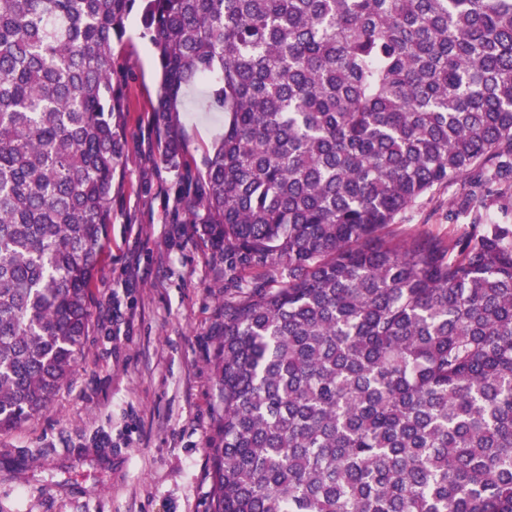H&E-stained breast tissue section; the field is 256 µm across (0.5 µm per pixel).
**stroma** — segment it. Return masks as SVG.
Segmentation results:
<instances>
[{"label":"stroma","instance_id":"1","mask_svg":"<svg viewBox=\"0 0 512 512\" xmlns=\"http://www.w3.org/2000/svg\"><path fill=\"white\" fill-rule=\"evenodd\" d=\"M124 183L92 284L82 360L50 408L0 434V512H209L222 412L214 357L223 339L224 261L186 223L152 126L159 94L139 13L125 22ZM187 159L202 168L224 118L188 88ZM468 177L418 200L397 233L463 229Z\"/></svg>","mask_w":512,"mask_h":512}]
</instances>
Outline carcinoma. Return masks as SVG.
<instances>
[{
  "instance_id": "cac0c4a2",
  "label": "carcinoma",
  "mask_w": 512,
  "mask_h": 512,
  "mask_svg": "<svg viewBox=\"0 0 512 512\" xmlns=\"http://www.w3.org/2000/svg\"><path fill=\"white\" fill-rule=\"evenodd\" d=\"M138 11L224 260L211 512H512V0H0V434L78 365ZM224 135L186 161L184 90ZM475 175L468 230L398 235Z\"/></svg>"
}]
</instances>
